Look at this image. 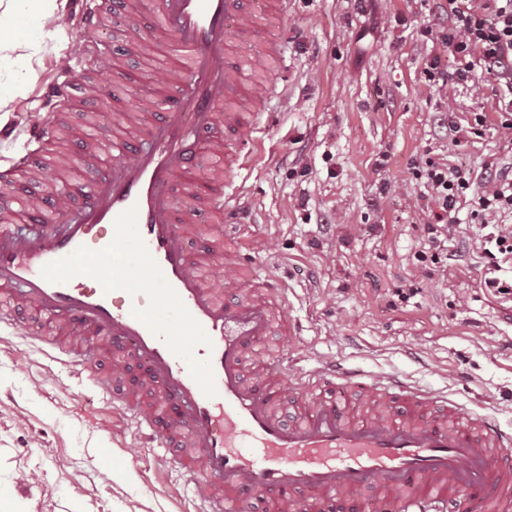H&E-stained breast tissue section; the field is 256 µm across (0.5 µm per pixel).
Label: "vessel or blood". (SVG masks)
<instances>
[{"instance_id": "1", "label": "vessel or blood", "mask_w": 512, "mask_h": 512, "mask_svg": "<svg viewBox=\"0 0 512 512\" xmlns=\"http://www.w3.org/2000/svg\"><path fill=\"white\" fill-rule=\"evenodd\" d=\"M112 0H76L71 15L87 40L85 53L106 39L101 27ZM238 0H160L157 15L169 45L124 34L134 54L173 49L179 67L164 72V112L134 111L118 135L111 174L84 171L89 189L76 202L33 195L0 202V215H23L36 231L0 225V292H19L49 322L33 344L57 349L83 371L96 352L112 356L114 369L134 360L140 376L114 407L134 427L141 448H162L195 477L196 512H248L263 499L267 512H333L375 490L371 512H512V430L489 415L463 414L447 394L393 376L366 382L367 402L352 412L342 399L317 393L327 379L351 386L335 361L296 372L287 381L277 364L248 375V355L261 347L275 316L284 315V281L257 277L253 263L235 259L216 289L206 272L224 244V227L238 210L215 178L207 211L177 193L178 178L194 175L202 159L228 161L223 131L244 115L224 110L238 84L229 57L237 41L251 40L253 19ZM70 58L48 101L73 104ZM8 138L24 149L0 167V186L24 169L53 138L54 123L14 126ZM57 214L44 223L46 213ZM197 237L189 252L184 242ZM97 259L79 274L71 267ZM195 338L183 347V327ZM298 390L297 421L278 413L285 388ZM404 403L405 414L394 411Z\"/></svg>"}]
</instances>
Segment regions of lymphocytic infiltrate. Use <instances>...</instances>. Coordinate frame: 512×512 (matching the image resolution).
Listing matches in <instances>:
<instances>
[{
    "mask_svg": "<svg viewBox=\"0 0 512 512\" xmlns=\"http://www.w3.org/2000/svg\"><path fill=\"white\" fill-rule=\"evenodd\" d=\"M448 17L450 23L440 42L457 59L458 67L448 72L440 58H433L424 70L428 82L444 86L452 77L465 81L478 66L505 79L496 119L501 129L512 132V0H448ZM411 170L436 205L433 222L425 227L430 249L417 255L422 269L447 268L443 247L455 222L456 204L468 195L471 214L480 226L477 245L487 260L484 284L498 294L512 296V278L500 274L503 264L512 262V225L501 221L512 212V171L502 170L477 184L470 174L444 160L415 159Z\"/></svg>",
    "mask_w": 512,
    "mask_h": 512,
    "instance_id": "obj_1",
    "label": "lymphocytic infiltrate"
}]
</instances>
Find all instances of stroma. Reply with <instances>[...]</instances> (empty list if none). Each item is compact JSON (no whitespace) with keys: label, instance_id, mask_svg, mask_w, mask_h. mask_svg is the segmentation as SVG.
<instances>
[{"label":"stroma","instance_id":"1","mask_svg":"<svg viewBox=\"0 0 512 512\" xmlns=\"http://www.w3.org/2000/svg\"><path fill=\"white\" fill-rule=\"evenodd\" d=\"M157 0L139 11L117 10L106 53L117 69L91 58L70 75L75 87L96 81L105 96L59 119L46 154L70 167L110 171V144L126 112L156 100L157 77L145 57L120 51L121 32L159 37ZM439 0H290L288 22L256 23L261 39H285L279 65L258 58V41L235 43L236 76L265 101L245 117L248 134L228 133L232 150L251 156L229 164L224 189L239 196L242 224L233 233L260 273L284 278L291 331L274 330L265 357L308 370L340 362L369 381L388 373L432 390H448L467 409L489 408L512 428V298L483 282L471 207L460 203L448 238L445 274L426 276L415 255L428 250L431 220L412 157L448 158L477 176L512 167L495 123L468 136L477 112L499 109L504 84L475 70L471 80L429 87L426 64L441 53L432 30ZM75 25L36 33L33 76L12 100L0 126L49 120L43 93L58 76L61 52H80ZM99 157L86 159L81 138L99 113ZM78 375L49 345L25 346L0 332V512H194L193 478L160 462L156 449L135 445L102 389L112 360Z\"/></svg>","mask_w":512,"mask_h":512}]
</instances>
